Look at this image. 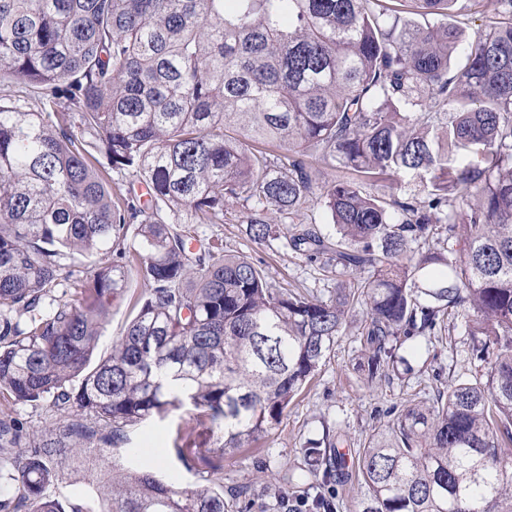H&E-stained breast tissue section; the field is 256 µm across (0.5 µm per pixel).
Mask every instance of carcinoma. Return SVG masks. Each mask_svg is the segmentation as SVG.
<instances>
[{"mask_svg":"<svg viewBox=\"0 0 512 512\" xmlns=\"http://www.w3.org/2000/svg\"><path fill=\"white\" fill-rule=\"evenodd\" d=\"M5 78L29 95H0V512H228L219 464L192 489L95 470L99 511L48 488L186 404L220 432L208 452L254 447L358 309L368 380L453 311L480 370L369 434L355 512H512V0H0ZM312 149L353 177L316 193ZM470 149L483 163L448 169ZM313 199L333 231L301 222ZM230 202L333 294L191 247ZM117 298L131 319L101 355ZM19 404L54 420L32 439ZM331 465L307 448L298 478Z\"/></svg>","mask_w":512,"mask_h":512,"instance_id":"carcinoma-1","label":"carcinoma"}]
</instances>
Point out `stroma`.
<instances>
[{
    "mask_svg": "<svg viewBox=\"0 0 512 512\" xmlns=\"http://www.w3.org/2000/svg\"><path fill=\"white\" fill-rule=\"evenodd\" d=\"M242 220L241 207L230 205L224 209L223 223L202 224L198 230L203 236L223 238L225 249L260 262L272 282L328 298L333 285L323 280L317 264L296 257L284 239L262 244L251 241L240 231ZM450 324L446 340L415 338L418 353L408 358V374H390L369 383L356 366L361 356V327L359 322H351L339 336L330 358L292 401L280 423L254 447L225 454L224 499L232 503L231 512H282L278 506L282 500L288 501L294 512H310L305 503L319 494L332 501L334 512H351L355 488L319 480L294 484L285 480V473L302 467L304 448L324 441L328 430H339L343 448L358 450L372 429L387 423L388 411L402 408L411 398L433 399L451 380L472 378V340L462 318L451 317ZM129 437L128 445L104 456V467L132 468L135 449H160L177 437L189 447L204 450L214 441L211 433L190 423L185 410L137 425ZM242 486L251 490L250 499L238 498Z\"/></svg>",
    "mask_w": 512,
    "mask_h": 512,
    "instance_id": "35a3bbf8",
    "label": "stroma"
}]
</instances>
